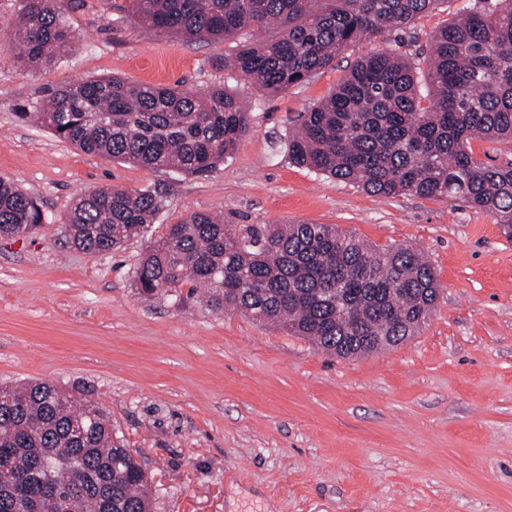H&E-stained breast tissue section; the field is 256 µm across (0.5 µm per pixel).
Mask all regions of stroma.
Masks as SVG:
<instances>
[{
  "instance_id": "stroma-1",
  "label": "stroma",
  "mask_w": 512,
  "mask_h": 512,
  "mask_svg": "<svg viewBox=\"0 0 512 512\" xmlns=\"http://www.w3.org/2000/svg\"><path fill=\"white\" fill-rule=\"evenodd\" d=\"M439 0L403 33L425 47L463 6ZM69 52L29 69L0 52V178L44 222L0 238V386L48 381L98 405L150 481L153 512H512V240L460 200L382 197L291 163L288 135L352 55L267 94L217 63L234 42L164 34L113 0H69ZM118 76L204 93L223 84L251 128L209 177L86 154L21 120L52 89ZM169 185L147 238L89 255L64 218L87 191ZM236 224H333L381 248L413 246L438 299L417 336L342 359L308 340L179 296L138 295L148 238L192 213Z\"/></svg>"
}]
</instances>
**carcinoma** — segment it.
Here are the masks:
<instances>
[{
    "label": "carcinoma",
    "mask_w": 512,
    "mask_h": 512,
    "mask_svg": "<svg viewBox=\"0 0 512 512\" xmlns=\"http://www.w3.org/2000/svg\"><path fill=\"white\" fill-rule=\"evenodd\" d=\"M65 0H21L9 49L29 68L53 61L75 36ZM437 0H125L120 8L189 39L276 33L224 60L241 80L275 94L334 66L366 35L405 30ZM467 10L435 33L414 62L387 48L359 56L329 97L288 136L299 166L376 196L460 198L512 239V163L488 166L471 141L512 143V0ZM32 117L88 154L203 177L232 157L250 112L224 86L205 95L117 77L52 90ZM169 188H98L65 216L72 247L110 253L144 237ZM43 223L38 205L0 179V234ZM188 281L211 310L239 313L354 359L372 343L418 334L437 299L436 275L409 247L376 248L332 224H226L194 213L149 242L134 268L139 294ZM0 400V512H151L146 474L114 441L108 416L49 382L4 388ZM83 429L78 430L76 426Z\"/></svg>",
    "instance_id": "1"
}]
</instances>
